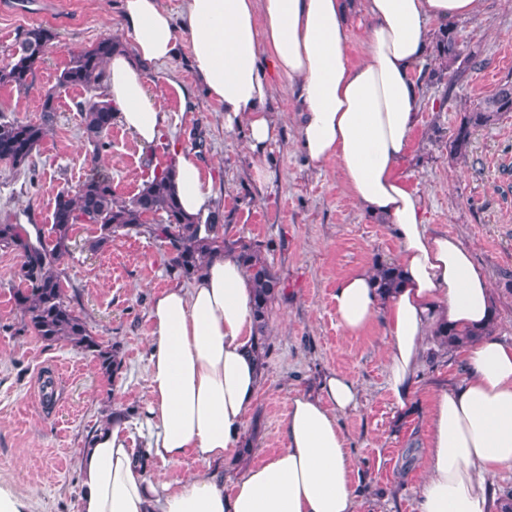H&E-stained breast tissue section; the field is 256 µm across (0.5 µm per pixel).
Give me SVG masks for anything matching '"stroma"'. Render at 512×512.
Here are the masks:
<instances>
[{"mask_svg":"<svg viewBox=\"0 0 512 512\" xmlns=\"http://www.w3.org/2000/svg\"><path fill=\"white\" fill-rule=\"evenodd\" d=\"M120 13V0H0V61L22 30L44 26L55 35L29 89L0 85V115L40 122L49 91L57 108L29 165L0 162V222L49 228L57 193L76 187L94 169L110 177L117 198L130 199L167 165L173 146L194 152L215 180V209L226 237L262 244L282 282L269 317L263 388L249 418L252 450L235 474L282 447L290 397L317 389L338 372L362 392L358 408L339 417L362 479L358 512H418L424 473L412 453L426 435L420 409L434 385L460 379L461 352L428 344L417 411L399 414L386 389L379 325L348 335L333 303L340 277L396 256L390 225L356 206L335 163L306 164L294 138L287 78L274 92L280 138L259 156L249 150L243 129H225L223 113L196 85L185 49L147 69L149 91L168 116L159 140L141 146L116 123L104 137L105 149L96 150L81 125L80 106L89 91L60 86L59 78L71 54L101 39L130 50ZM458 29L466 55L462 73L452 83H424L400 171L424 196L432 230L458 237L487 271L496 333L512 340V116L477 131L467 159L448 156L449 132L463 113L512 75V0H479L477 12L459 20ZM257 166L269 170L266 187L253 182ZM98 234L97 225H76L57 271L90 330L118 350L120 368L109 380L91 354L67 342H46L29 331L4 333V326L21 320L13 296L20 257L0 248V495L15 501L19 512H78L83 485L77 462L88 434L113 403L145 408L147 311L175 278L161 241L125 229L97 250L90 243Z\"/></svg>","mask_w":512,"mask_h":512,"instance_id":"35a3bbf8","label":"stroma"}]
</instances>
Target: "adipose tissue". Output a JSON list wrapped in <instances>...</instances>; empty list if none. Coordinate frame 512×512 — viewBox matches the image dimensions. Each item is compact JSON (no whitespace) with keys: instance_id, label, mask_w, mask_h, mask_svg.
Returning a JSON list of instances; mask_svg holds the SVG:
<instances>
[{"instance_id":"ef3b65f1","label":"adipose tissue","mask_w":512,"mask_h":512,"mask_svg":"<svg viewBox=\"0 0 512 512\" xmlns=\"http://www.w3.org/2000/svg\"><path fill=\"white\" fill-rule=\"evenodd\" d=\"M477 7L478 0H184L176 16L163 0H123L121 26L133 50L114 52L107 65L116 117L144 147L166 121L146 67L182 48L225 128H244L255 153L278 139L275 79L287 78L307 163L335 162L355 204L391 224L398 241L395 292L380 294L376 270L366 266L339 278L333 302L347 334L380 324L387 390L401 410L414 400L434 329L484 326L493 308L484 268L459 238L430 231L422 197L400 173L431 26ZM359 11L369 21L368 52L355 63L348 39ZM175 157L182 209L208 215L217 197L212 176L192 153ZM252 297L231 254L208 264L191 287L154 295L144 454L162 469L145 473L126 420L107 418L82 450L78 512H357V467L339 417L357 407L360 390L339 373L289 400L282 448L237 479L224 475L225 463L240 455L246 416L263 386ZM463 367L460 383L437 388L429 400L419 512H495L493 481L512 467V341L481 337ZM187 460L195 469L169 480L166 468Z\"/></svg>"}]
</instances>
